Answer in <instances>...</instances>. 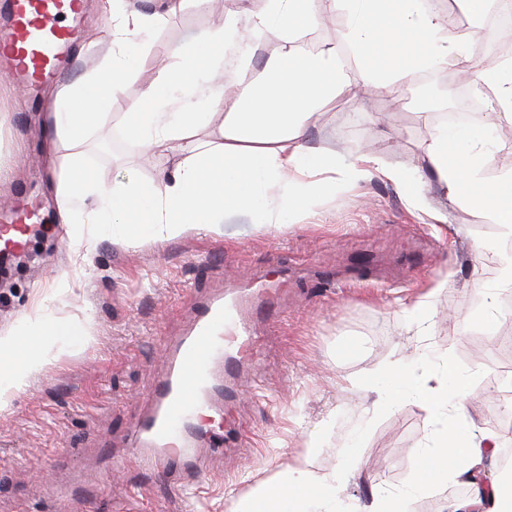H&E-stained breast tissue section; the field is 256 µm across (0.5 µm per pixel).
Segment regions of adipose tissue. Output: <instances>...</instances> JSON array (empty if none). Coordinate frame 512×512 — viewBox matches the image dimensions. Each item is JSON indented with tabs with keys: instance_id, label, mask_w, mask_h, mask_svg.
I'll return each mask as SVG.
<instances>
[{
	"instance_id": "ef3b65f1",
	"label": "adipose tissue",
	"mask_w": 512,
	"mask_h": 512,
	"mask_svg": "<svg viewBox=\"0 0 512 512\" xmlns=\"http://www.w3.org/2000/svg\"><path fill=\"white\" fill-rule=\"evenodd\" d=\"M334 6L346 18L347 40L361 63L359 82H349L335 48L309 58L288 49V41L317 24L316 0H249L245 11L250 28L237 39L277 34L284 45L275 63L260 80L239 86L235 93L207 95L205 84L220 77L224 67L227 32L220 28L182 52L180 68L160 67L140 106L127 113L126 134L159 155L174 142L188 151L174 164L162 166L157 179L112 188L99 183L82 157H73L59 194L74 244H81L87 224L96 236L128 242L174 237L189 229L217 233L225 215L240 211L252 214L256 229H279L298 223L338 186L374 172L396 182L414 206H422L420 178L367 154L345 156L311 147L307 123L341 88L356 97L388 90L412 70L438 67L449 55H464L465 37L450 33L426 9L425 0H334ZM160 20L156 12L116 11L108 65L58 92L48 117L50 136L74 143L87 138L138 64L133 33ZM217 108L224 111L220 143L192 142L194 131L212 124ZM494 129L491 122L480 128L441 124L427 145L434 182L450 201L481 206L501 228L496 243L471 244L473 254L493 252L500 265L497 284L483 290L487 302L482 318L488 323L495 318L496 292L512 288V173L492 181L483 178L493 156ZM90 339L89 321L61 322L46 304L0 333V411L9 408L45 365ZM473 376V371L447 360L432 364L397 358L353 378V386L373 394L371 413L415 397L428 405L433 417L410 490L377 493L370 512H405L409 491L465 477L499 448L498 434L476 429L466 417ZM317 447V437H310L284 470L240 499L233 512H341L336 487L346 474L318 471Z\"/></svg>"
}]
</instances>
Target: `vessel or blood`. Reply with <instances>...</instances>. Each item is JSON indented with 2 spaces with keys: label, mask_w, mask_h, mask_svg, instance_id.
Listing matches in <instances>:
<instances>
[{
  "label": "vessel or blood",
  "mask_w": 512,
  "mask_h": 512,
  "mask_svg": "<svg viewBox=\"0 0 512 512\" xmlns=\"http://www.w3.org/2000/svg\"><path fill=\"white\" fill-rule=\"evenodd\" d=\"M9 9L10 23L0 30V60L31 91L72 61L85 0H10ZM31 217L23 209L0 225V256L23 251ZM240 305L233 293L197 300L185 331L163 347L167 370L152 388L148 412L131 426L130 453L139 467L186 490L197 487L223 455L224 428L211 417L234 394L229 379L256 354Z\"/></svg>",
  "instance_id": "vessel-or-blood-1"
}]
</instances>
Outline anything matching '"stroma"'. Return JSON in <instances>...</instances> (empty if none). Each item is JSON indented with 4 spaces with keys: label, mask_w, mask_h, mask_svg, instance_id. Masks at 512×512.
Instances as JSON below:
<instances>
[{
    "label": "stroma",
    "mask_w": 512,
    "mask_h": 512,
    "mask_svg": "<svg viewBox=\"0 0 512 512\" xmlns=\"http://www.w3.org/2000/svg\"><path fill=\"white\" fill-rule=\"evenodd\" d=\"M131 11L155 9L158 25L135 35L138 67L83 142H50L42 122L57 84L36 98L12 79L0 80V210L19 189L45 213L23 254L0 268V331H8L39 301L64 321L92 317L93 342L49 365L0 413V512H231L235 502L285 469L309 432L321 436L315 466L348 468L337 491L343 512H368L376 491L407 489L429 431V413L407 402L368 415L373 396L348 379L372 373L389 359L418 354L450 357L478 369L467 406L470 422L500 432L497 413L512 392V288L495 299L493 325L478 322L481 284L497 279L493 256L475 258L472 240L498 241L500 227L483 208L458 206L430 184L426 146L435 125L422 112L423 90L447 99V76L411 73L393 94L363 99L343 92L311 119L309 143L347 154L365 153L391 168L421 175L427 217L398 185L381 176L321 198L312 213L283 229H256L246 212L225 217L222 234L186 232L130 245L94 239L81 261L61 221L57 185L69 159L81 155L104 186L153 179L163 161L131 141L122 116L173 49L188 47L224 23L191 0H126ZM68 82L101 69L111 48L108 0H87ZM68 285L56 291L57 276ZM279 280L274 312L253 318L263 344L260 359L241 377L244 392L227 408L242 439L224 463L207 473L200 497L139 470L128 455L129 424L147 406L165 369L163 341L186 326L195 291L249 288ZM432 294L426 335L411 329L407 307ZM468 327H461V320ZM357 350L346 353L345 345ZM353 455H346L349 444ZM60 484L90 496L85 505L55 498ZM470 495L450 483L412 493L408 512H456Z\"/></svg>",
    "instance_id": "1"
}]
</instances>
